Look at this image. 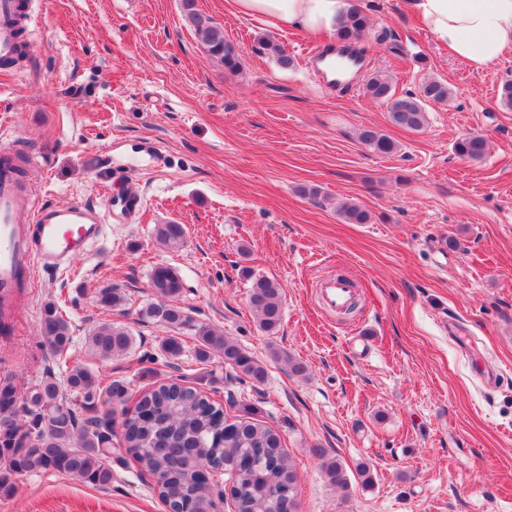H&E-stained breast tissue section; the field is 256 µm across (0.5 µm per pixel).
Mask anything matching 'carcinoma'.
<instances>
[{
  "instance_id": "obj_1",
  "label": "carcinoma",
  "mask_w": 512,
  "mask_h": 512,
  "mask_svg": "<svg viewBox=\"0 0 512 512\" xmlns=\"http://www.w3.org/2000/svg\"><path fill=\"white\" fill-rule=\"evenodd\" d=\"M184 9L185 19L200 35L208 57L224 71L238 72L240 56L224 35V26L194 9L193 0H184ZM369 26L368 15L353 7L337 25V41L355 44ZM363 90L367 97L387 104L393 124L414 132L427 125L429 104L451 97L448 84L435 78L425 79L418 95H398L390 78L380 72L367 77ZM359 140L379 153L395 150V143L373 128L361 130ZM488 148L487 140L476 134L454 144L457 155L475 161L483 159ZM338 211L350 224L370 221L368 211L350 200L340 203ZM156 237L165 246L178 249L186 241V230L181 224H160ZM150 286L162 300L151 304L146 316L172 330L185 324L184 311L166 303L183 292L177 272L170 266L155 267ZM248 303L260 329L267 333L277 330L282 318L277 282L256 278ZM40 332L57 359L69 358L71 325L53 302L40 309ZM197 336L201 359L217 353L225 365L252 381L264 379L265 367L218 330L204 325L198 328ZM86 344L95 356L109 359L125 355L133 336L123 326L102 324L87 336ZM64 383L79 398L85 417H79L66 402L53 377L42 379L25 393L11 378L0 379V496L15 492L18 477L46 471L105 487L112 483V462L121 463L130 456L155 478L158 495L169 512H217V503L206 490L204 473L228 468L234 470L236 512H297V471L278 432L258 423L250 411L228 424L223 407L197 388L179 382L162 384L145 393L134 411H122V442L114 448V415L126 401L128 385L120 380L105 384L81 365L71 368ZM316 455L322 460L328 483L348 487L344 465L321 449Z\"/></svg>"
}]
</instances>
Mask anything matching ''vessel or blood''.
Returning <instances> with one entry per match:
<instances>
[{
	"mask_svg": "<svg viewBox=\"0 0 512 512\" xmlns=\"http://www.w3.org/2000/svg\"><path fill=\"white\" fill-rule=\"evenodd\" d=\"M16 0H0V58L14 56ZM102 215L75 202L67 206L30 208L18 186V169L9 155L0 156V298L11 300L32 269H60L77 254L87 252L103 233ZM330 309L351 299L348 281L334 279L320 291Z\"/></svg>",
	"mask_w": 512,
	"mask_h": 512,
	"instance_id": "b4317fda",
	"label": "vessel or blood"
}]
</instances>
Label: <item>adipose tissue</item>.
Wrapping results in <instances>:
<instances>
[{
  "label": "adipose tissue",
  "instance_id": "ef3b65f1",
  "mask_svg": "<svg viewBox=\"0 0 512 512\" xmlns=\"http://www.w3.org/2000/svg\"><path fill=\"white\" fill-rule=\"evenodd\" d=\"M236 14L285 31L332 37L351 0H229ZM435 40L483 70L512 51V0H403Z\"/></svg>",
  "mask_w": 512,
  "mask_h": 512
}]
</instances>
